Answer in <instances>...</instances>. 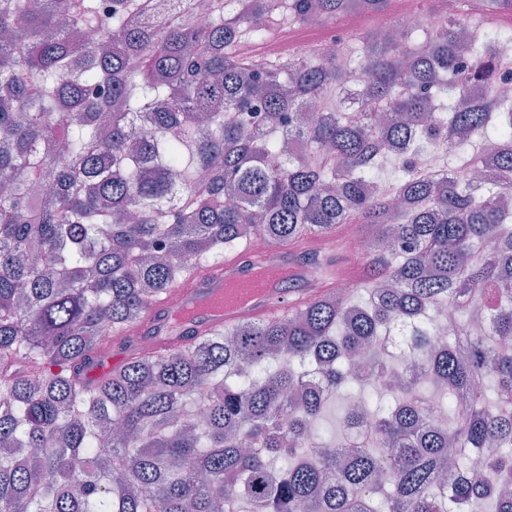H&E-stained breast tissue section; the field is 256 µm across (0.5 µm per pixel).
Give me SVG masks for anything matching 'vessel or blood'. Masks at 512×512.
I'll list each match as a JSON object with an SVG mask.
<instances>
[{
    "label": "vessel or blood",
    "instance_id": "1",
    "mask_svg": "<svg viewBox=\"0 0 512 512\" xmlns=\"http://www.w3.org/2000/svg\"><path fill=\"white\" fill-rule=\"evenodd\" d=\"M306 271L285 256L275 262L256 261L246 252L228 256L223 266L191 273L157 304L147 332L163 350L242 319L266 317L287 308L285 282L301 280Z\"/></svg>",
    "mask_w": 512,
    "mask_h": 512
}]
</instances>
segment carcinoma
I'll return each instance as SVG.
<instances>
[{
  "mask_svg": "<svg viewBox=\"0 0 512 512\" xmlns=\"http://www.w3.org/2000/svg\"><path fill=\"white\" fill-rule=\"evenodd\" d=\"M159 2L0 0V512H512V100L493 90L512 28L474 25L461 0L422 42L368 31L334 65L289 54L255 73L234 48L265 40L270 0H212L208 25L170 0L138 24ZM352 86L396 119L329 101ZM308 100L319 118L285 123ZM443 145L446 172L417 173ZM391 160L401 208L377 176ZM347 224L366 263L344 298L316 286L88 377L189 271L256 234L290 253L323 239L296 260L345 275ZM445 310L455 335L432 349Z\"/></svg>",
  "mask_w": 512,
  "mask_h": 512,
  "instance_id": "cac0c4a2",
  "label": "carcinoma"
}]
</instances>
